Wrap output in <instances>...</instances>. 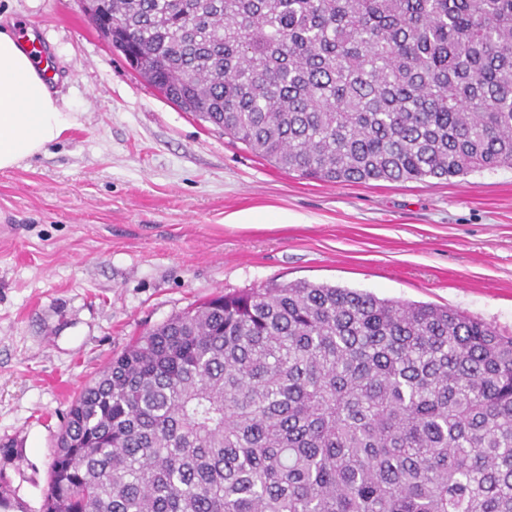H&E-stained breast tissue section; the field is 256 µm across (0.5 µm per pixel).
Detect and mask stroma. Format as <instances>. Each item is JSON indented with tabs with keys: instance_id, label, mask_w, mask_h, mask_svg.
<instances>
[{
	"instance_id": "35a3bbf8",
	"label": "stroma",
	"mask_w": 512,
	"mask_h": 512,
	"mask_svg": "<svg viewBox=\"0 0 512 512\" xmlns=\"http://www.w3.org/2000/svg\"><path fill=\"white\" fill-rule=\"evenodd\" d=\"M36 26L80 113L0 171V481L40 512L72 401L112 357L219 293L294 281L445 306L512 335V169L334 184L276 168L182 111L82 0H0ZM258 224H231L242 210ZM287 223H279V216Z\"/></svg>"
}]
</instances>
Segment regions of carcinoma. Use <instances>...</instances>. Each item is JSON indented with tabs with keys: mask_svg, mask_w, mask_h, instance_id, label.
<instances>
[{
	"mask_svg": "<svg viewBox=\"0 0 512 512\" xmlns=\"http://www.w3.org/2000/svg\"><path fill=\"white\" fill-rule=\"evenodd\" d=\"M171 102L331 183L512 168V0H102ZM42 512H512V337L297 281L137 338L72 402Z\"/></svg>",
	"mask_w": 512,
	"mask_h": 512,
	"instance_id": "1",
	"label": "carcinoma"
}]
</instances>
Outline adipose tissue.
Instances as JSON below:
<instances>
[{
    "mask_svg": "<svg viewBox=\"0 0 512 512\" xmlns=\"http://www.w3.org/2000/svg\"><path fill=\"white\" fill-rule=\"evenodd\" d=\"M80 125L79 113L58 102L34 59L11 34L0 31V170L38 154Z\"/></svg>",
    "mask_w": 512,
    "mask_h": 512,
    "instance_id": "adipose-tissue-1",
    "label": "adipose tissue"
}]
</instances>
